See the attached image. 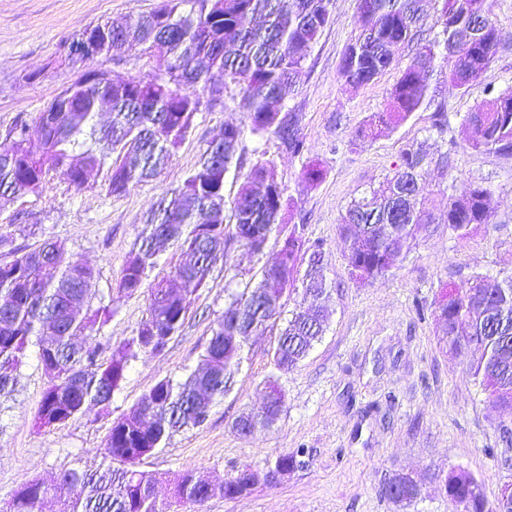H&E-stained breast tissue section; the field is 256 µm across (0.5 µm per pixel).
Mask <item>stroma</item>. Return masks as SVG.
<instances>
[{"instance_id": "obj_1", "label": "stroma", "mask_w": 512, "mask_h": 512, "mask_svg": "<svg viewBox=\"0 0 512 512\" xmlns=\"http://www.w3.org/2000/svg\"><path fill=\"white\" fill-rule=\"evenodd\" d=\"M159 0H0V150L11 146L17 123L35 126L39 113L85 66L63 60L60 50L87 25L112 17L137 18ZM358 0H331V21L313 46L296 89L281 111L301 116L302 156L278 147L274 136L244 133L236 151L242 169L272 161L290 201L282 220L299 225L304 239L320 244L327 277L336 289L328 304L326 331L297 368L275 373L271 351L276 330L248 342L233 390L213 404L208 421L175 433L143 470L159 474V498L172 496L171 478L185 471L212 483L278 454L304 449L301 465L279 482L239 498L216 497L205 512H453L432 473L462 468L495 500L512 483V439L504 416L470 372V359L443 350L432 314L442 288L460 285L474 273H512V156L468 148L464 117L485 101L486 88L512 89V0H494L492 19L503 40L487 71L468 88L440 81L430 107L413 113L392 132L357 144L353 137L369 116L385 111L390 92L414 53L401 48L398 64L362 86L339 74L343 52L357 33ZM448 114L444 130L434 127L437 111ZM244 113L235 86L223 102L196 114L163 174L120 197L108 193L103 176L75 190L59 175L43 187L0 199V264L17 248L44 240L65 242L70 255L97 276L94 307L111 318L99 332L109 346L134 335L146 320L144 294H117L125 261L135 247L147 213L166 192L181 186L225 125ZM430 156L447 154L448 169L429 166L419 181L428 210L445 213L448 199L480 184L490 192L492 222L458 237L447 225L420 230L399 266L360 285L349 276L347 249L338 224L355 197L392 175L408 146ZM324 170L309 184L306 166ZM271 234L253 252L230 244L204 286L188 284L192 301L181 329L159 352H145L129 365L110 405H91L60 429L35 421L47 387L37 346H30L15 373L13 396L0 399V505L25 482H56L68 469L101 467V453L114 420L126 414L156 381L182 380L196 369L227 304L226 287L244 288L279 254ZM275 377L285 396L280 420L270 431L245 436L237 416L264 401V383ZM411 472L421 493L411 503L389 499L384 486L393 473Z\"/></svg>"}]
</instances>
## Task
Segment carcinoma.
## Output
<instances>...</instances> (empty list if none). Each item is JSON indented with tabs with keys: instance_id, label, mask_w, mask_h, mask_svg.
Masks as SVG:
<instances>
[{
	"instance_id": "1",
	"label": "carcinoma",
	"mask_w": 512,
	"mask_h": 512,
	"mask_svg": "<svg viewBox=\"0 0 512 512\" xmlns=\"http://www.w3.org/2000/svg\"><path fill=\"white\" fill-rule=\"evenodd\" d=\"M331 0H161L136 20L107 18L94 25L100 57L120 62L138 47L144 54L165 56L163 76L131 78L109 83L104 69L90 68L65 85L44 107L37 131L42 151L27 147V128L8 135L13 146L0 152V198L35 192L52 173L77 189L93 174L106 170L111 195L156 178L184 140L195 115L222 102L214 95L220 85L238 88L247 127L254 135L270 134L293 155L304 150L300 117L282 113L274 104L295 91L313 45L330 23ZM421 0H359V33L343 54L340 74L353 85L366 84L391 67L396 52L420 40L425 17ZM434 25L443 39L417 45L392 92L391 105L360 128L356 140L365 142L394 130L432 101L430 80L444 75L448 84L467 88L491 64L502 34L487 22L491 0H441ZM110 107L107 126L95 121L102 105ZM469 146L475 150L512 155V90L502 92L468 113ZM239 125L224 127L211 142L198 166L163 198L143 224L138 243L120 271L118 293L131 296L147 288L148 318L127 341L102 357L99 346H82L78 336L102 328L91 312L96 295L94 270L67 255L66 245L47 239L38 247L14 252L0 264V396L14 392L13 372L23 364L30 344L49 381L36 423L62 428L91 404L106 406L121 387L131 361L142 351H158L182 327L191 301L180 281L204 284L224 261L228 243L238 228L246 230L245 246L258 252L274 231L282 234V253L273 278L260 275L240 292L228 293V305L212 329L201 357V369L183 381L158 380L134 408L112 424L100 470L72 469L54 485L31 481L13 494L0 512H171L173 503L203 512L213 497H240L269 483L268 473H290L296 454L284 453L262 469L244 468L232 479L213 484L191 471L172 480L173 499L154 493L159 477L138 468L140 462L166 446L187 427L202 425L214 400L231 389L250 337L278 327L271 359L275 370L289 372L321 339L328 321L326 302L335 285L328 281L322 252L305 248L292 226L282 225L284 187L268 162H259L242 175L233 222L225 224L224 180L235 161ZM448 167V156L437 159L419 147L404 149L394 174L353 199L338 224L348 249L351 280L365 284L396 268L410 249L421 224H446L459 236L491 223L489 190L476 185L448 201L437 218L419 198L418 180L431 164ZM181 251V262L168 275L148 282L161 247ZM295 292L300 301L282 317L283 298ZM439 342L449 354L472 356L473 377L495 405L512 398V274L476 273L459 287L445 290L434 309ZM284 411V395L274 377L265 383L260 410L242 413L250 419V434L272 429ZM456 512H512V500L489 503L483 484L469 471L451 468L434 474ZM81 485L84 496L72 498L67 489ZM385 493L409 503L420 494L415 482L389 479Z\"/></svg>"
}]
</instances>
